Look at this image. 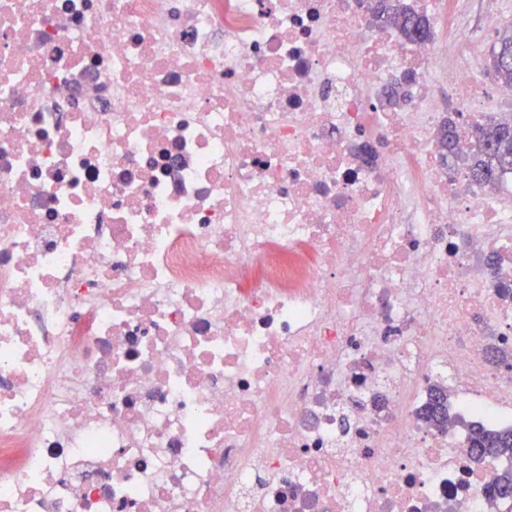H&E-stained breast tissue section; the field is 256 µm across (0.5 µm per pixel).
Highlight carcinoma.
Segmentation results:
<instances>
[{
  "label": "carcinoma",
  "mask_w": 512,
  "mask_h": 512,
  "mask_svg": "<svg viewBox=\"0 0 512 512\" xmlns=\"http://www.w3.org/2000/svg\"><path fill=\"white\" fill-rule=\"evenodd\" d=\"M374 17L377 22L396 27L410 41L420 35H430L427 19L407 3V0H376ZM512 45V30L505 32L492 51V68L497 80L512 88V63L503 62L505 46ZM512 123V115L477 124L468 131L473 141L470 155V176L482 183H496L506 173L512 172V137L503 135L502 127ZM448 415V397L445 390H432L426 407L425 419L440 424ZM472 453L509 457L512 459V429L488 430L481 426L471 427L470 445ZM496 497H512V469L503 472L493 486Z\"/></svg>",
  "instance_id": "carcinoma-1"
}]
</instances>
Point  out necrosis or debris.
Returning <instances> with one entry per match:
<instances>
[{
    "mask_svg": "<svg viewBox=\"0 0 512 512\" xmlns=\"http://www.w3.org/2000/svg\"><path fill=\"white\" fill-rule=\"evenodd\" d=\"M414 3L0 0V512H512V0ZM374 17L377 22L396 27L409 41L430 36L427 19L407 2V0H376ZM420 33L425 35L420 37ZM511 45L512 47V30L506 31L499 39L498 44L492 51V68L495 77L497 80L506 88H512V62L511 64L504 63L502 60V56L506 61H511V50L510 47L508 51L503 54L504 48L506 45ZM512 95V89L510 92ZM512 123V115L472 126L468 134L473 141L470 176L478 182L497 183L512 172V136L505 137L502 127ZM425 419L439 425L448 415V397L442 387L432 390L429 403L425 410ZM469 448L478 457L491 455L512 459V429L488 430L472 426Z\"/></svg>",
    "mask_w": 512,
    "mask_h": 512,
    "instance_id": "necrosis-or-debris-1",
    "label": "necrosis or debris"
}]
</instances>
